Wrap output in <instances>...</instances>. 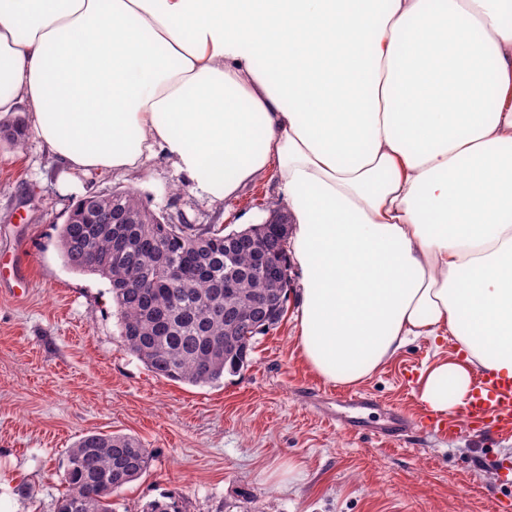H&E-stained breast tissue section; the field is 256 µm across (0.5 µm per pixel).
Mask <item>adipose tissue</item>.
Wrapping results in <instances>:
<instances>
[{"label":"adipose tissue","mask_w":512,"mask_h":512,"mask_svg":"<svg viewBox=\"0 0 512 512\" xmlns=\"http://www.w3.org/2000/svg\"><path fill=\"white\" fill-rule=\"evenodd\" d=\"M64 176L278 183L296 346L355 385L420 337L444 415L512 377V0H0V115Z\"/></svg>","instance_id":"1"}]
</instances>
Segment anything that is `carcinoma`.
I'll list each match as a JSON object with an SVG mask.
<instances>
[{"instance_id": "1", "label": "carcinoma", "mask_w": 512, "mask_h": 512, "mask_svg": "<svg viewBox=\"0 0 512 512\" xmlns=\"http://www.w3.org/2000/svg\"><path fill=\"white\" fill-rule=\"evenodd\" d=\"M110 209L146 211L129 188L113 192ZM96 214L91 198L81 199L61 226L59 243L68 266L109 280L121 316V336L157 376L195 386L209 385L248 364L255 335L276 326L288 301V282L267 272L288 265L278 225L245 230L252 240L231 246L224 262V233L215 224L183 220L171 224L151 213L144 224H89ZM233 286L230 303L224 290ZM257 312L259 324L246 329L240 314ZM150 454L126 434L89 432L68 451L66 492L56 512H113V483L146 472Z\"/></svg>"}]
</instances>
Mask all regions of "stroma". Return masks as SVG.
<instances>
[{"mask_svg":"<svg viewBox=\"0 0 512 512\" xmlns=\"http://www.w3.org/2000/svg\"><path fill=\"white\" fill-rule=\"evenodd\" d=\"M126 187L156 213L228 232L284 206L268 175L213 203L161 156L135 179L65 181L32 136L0 140V256L19 257L28 279L0 287V512H55L67 452L91 431L134 436L151 453L113 494L115 512L170 497L182 512H499L497 500L512 501L493 468L512 460L511 435L420 425L418 378L454 355L453 340L415 339L358 384L369 409L342 403L351 389L302 362L293 298L239 372L194 386L149 371L121 336L109 281L71 269L59 247L79 199Z\"/></svg>","mask_w":512,"mask_h":512,"instance_id":"obj_1","label":"stroma"}]
</instances>
